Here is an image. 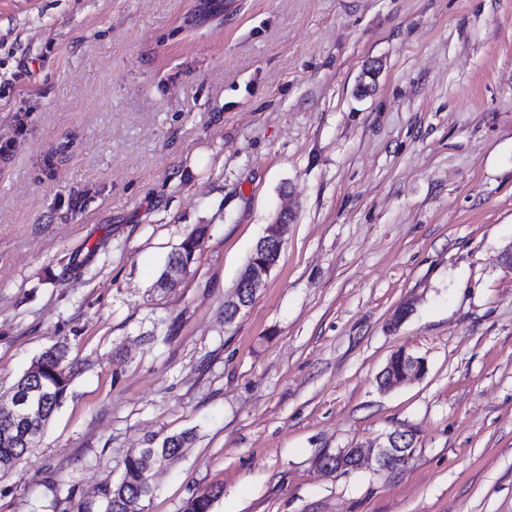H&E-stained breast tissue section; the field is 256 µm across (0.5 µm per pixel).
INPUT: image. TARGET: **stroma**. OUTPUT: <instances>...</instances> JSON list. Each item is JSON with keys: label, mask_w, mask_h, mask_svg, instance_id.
I'll list each match as a JSON object with an SVG mask.
<instances>
[{"label": "stroma", "mask_w": 512, "mask_h": 512, "mask_svg": "<svg viewBox=\"0 0 512 512\" xmlns=\"http://www.w3.org/2000/svg\"><path fill=\"white\" fill-rule=\"evenodd\" d=\"M194 3L0 0V393L77 364L0 512H103L181 433L145 512H512V0ZM399 349L428 372L381 391ZM404 427L397 473L319 464ZM205 231V227H198L190 232L180 243V246L177 249V255L182 258L184 266L191 261L192 263L195 262L196 252ZM183 265L177 260V256L172 257L170 264L166 267L167 271L165 269L157 281L158 283L162 279L158 283L157 288L167 289L176 286L189 269L188 266L184 267ZM273 268L274 265L265 262V266L257 268L251 266L243 272L231 296L224 300V311L225 309L229 312L235 310L238 314L248 307L254 299L257 288ZM189 436L184 434L170 435L158 442L156 446L148 448L156 463H164L182 453L183 448L189 443Z\"/></svg>", "instance_id": "1"}]
</instances>
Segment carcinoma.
Here are the masks:
<instances>
[{
  "mask_svg": "<svg viewBox=\"0 0 512 512\" xmlns=\"http://www.w3.org/2000/svg\"><path fill=\"white\" fill-rule=\"evenodd\" d=\"M205 228L198 227L190 232L180 243L177 255L183 264L195 261L196 252ZM74 374L73 363L68 361V348L64 344H56L45 350L31 367L12 385L16 389L27 384L28 379L36 377L37 386L42 388L45 398L44 410L48 423L54 413L67 398L70 383ZM187 434L170 435L149 449L155 462L164 463L182 453L189 443ZM29 449L19 444V431L12 424L0 421V474L5 475L24 459ZM152 494L150 476L140 457H129L125 460L121 478L106 488L104 512H130V505L138 499H146ZM220 491L203 493L189 499L184 512H210L212 502Z\"/></svg>",
  "mask_w": 512,
  "mask_h": 512,
  "instance_id": "cac0c4a2",
  "label": "carcinoma"
}]
</instances>
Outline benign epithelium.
I'll list each match as a JSON object with an SVG mask.
<instances>
[{
    "mask_svg": "<svg viewBox=\"0 0 512 512\" xmlns=\"http://www.w3.org/2000/svg\"><path fill=\"white\" fill-rule=\"evenodd\" d=\"M288 232V213L279 214L273 224L269 225L266 238L268 242L283 244ZM274 265L265 264L257 268H249L242 273L231 296L224 300V309L238 313L250 305L256 294L257 288L270 274ZM177 257H172L167 271L158 283L161 289L172 288L178 284L187 273ZM407 358L401 370V374H391L392 362H387L377 377L380 389L389 390L396 385L416 381L427 373V363L400 351ZM10 408H0V420H6L19 428L20 433L31 445H36L42 425L43 412L37 397L33 392L26 391L10 397ZM414 444L410 443L408 434L396 429L380 437L367 449L343 448L337 453L323 459V469L328 473H347L363 465H374L381 471L394 472L398 467L406 463L413 456Z\"/></svg>",
    "mask_w": 512,
    "mask_h": 512,
    "instance_id": "benign-epithelium-1",
    "label": "benign epithelium"
}]
</instances>
